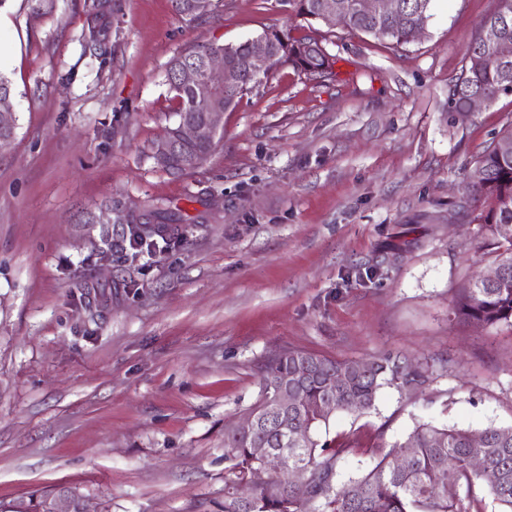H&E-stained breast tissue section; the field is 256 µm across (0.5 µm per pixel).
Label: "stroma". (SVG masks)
<instances>
[{
  "label": "stroma",
  "instance_id": "stroma-1",
  "mask_svg": "<svg viewBox=\"0 0 512 512\" xmlns=\"http://www.w3.org/2000/svg\"><path fill=\"white\" fill-rule=\"evenodd\" d=\"M30 0L0 8L15 134L0 146V502L60 486L89 512H219L224 429L292 348L426 369L331 417L346 483L415 425H512V326L452 307L486 270L465 169L512 122V92L448 98L498 0H432L396 46L296 17L285 0ZM277 27L318 39L332 76L283 65L224 114L215 148L171 174L173 56ZM161 200L173 235L133 257L126 206Z\"/></svg>",
  "mask_w": 512,
  "mask_h": 512
}]
</instances>
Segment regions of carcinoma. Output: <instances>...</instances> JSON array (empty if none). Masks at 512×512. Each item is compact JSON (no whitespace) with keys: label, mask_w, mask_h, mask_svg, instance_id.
Instances as JSON below:
<instances>
[{"label":"carcinoma","mask_w":512,"mask_h":512,"mask_svg":"<svg viewBox=\"0 0 512 512\" xmlns=\"http://www.w3.org/2000/svg\"><path fill=\"white\" fill-rule=\"evenodd\" d=\"M323 0H288L296 14L306 20L320 21ZM348 5L342 28L388 39L396 45L412 41L416 26L428 25L432 0H402V11L396 16H366L355 12L352 0ZM277 45V55L270 69L288 64L309 74H325L332 69L324 53L308 51L311 40L296 39L277 29H268ZM512 38V0H498V8L486 16L466 53L467 64L454 86L451 108L464 112L471 96L481 94L492 103L502 93L512 92V59L495 61L489 58L496 39ZM213 45H198L175 56L169 63V91L180 106L179 121L198 122L208 112H222L224 107L197 101L189 88L181 85L175 75L176 62L185 58L201 61ZM467 171L465 180L468 200L475 204L473 221L479 224V246L482 255L492 263L512 270V122L504 127ZM213 149L212 144L182 146L172 158L168 172L182 174L201 164ZM158 224H172L175 213L160 200L146 206ZM454 314L484 326L512 324V274L503 281L487 285L474 276L468 287L456 297ZM342 372L345 385L334 391L330 376ZM426 371L400 365L389 358L369 362L361 370L353 361H338L314 353L288 349L272 358L260 376L259 397L249 408L258 426L252 435L224 434V503L221 512H316L312 505L322 502L324 512H462L459 500L448 496V485L471 488L479 475L469 462L480 458L498 474V481L489 485V492L500 505L512 510V426L487 427L481 430L459 427H436L420 424L408 437L413 448L411 458L398 462L402 444L374 449V467L365 475L346 484L337 483V463L351 442L321 441L320 433L329 426L330 416L320 407L333 404V412L362 414L375 406L379 390L398 381L407 387L426 382ZM283 383L300 387L302 400L283 416L278 410L277 396ZM265 448L279 452L288 459L282 475L261 473L256 452L260 441ZM300 469L310 484L309 501L291 495L288 470ZM253 486V498L243 505L237 488ZM56 491L31 495L28 500L4 504L0 512H17L25 506L28 512H50Z\"/></svg>","instance_id":"cac0c4a2"}]
</instances>
